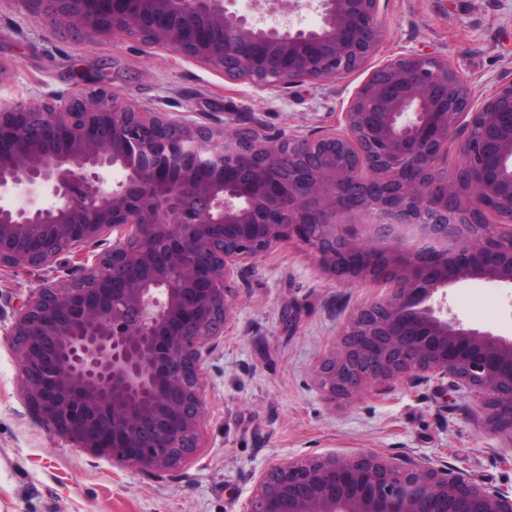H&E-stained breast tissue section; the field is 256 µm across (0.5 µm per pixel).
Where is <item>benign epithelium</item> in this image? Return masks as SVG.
Here are the masks:
<instances>
[{
  "label": "benign epithelium",
  "instance_id": "1",
  "mask_svg": "<svg viewBox=\"0 0 512 512\" xmlns=\"http://www.w3.org/2000/svg\"><path fill=\"white\" fill-rule=\"evenodd\" d=\"M379 2L307 0L320 23L282 31L234 0H25L89 39L125 32L264 86L364 66ZM250 145L261 165L241 170ZM16 192L38 202L0 201V266L80 264L43 279L6 335L49 431L94 456L160 472L194 454L230 283L292 237L338 280L392 283L317 366L327 399L434 382L512 438V338L464 327L447 300L451 281L512 283V79L477 103L448 60L405 54L371 73L342 127L281 141L141 111L105 86L51 94L0 107V198ZM364 214L375 222L339 220ZM412 225L447 247L390 235ZM244 512H512V491L427 457L331 455L274 465Z\"/></svg>",
  "mask_w": 512,
  "mask_h": 512
}]
</instances>
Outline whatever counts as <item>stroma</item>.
Segmentation results:
<instances>
[{"label": "stroma", "mask_w": 512, "mask_h": 512, "mask_svg": "<svg viewBox=\"0 0 512 512\" xmlns=\"http://www.w3.org/2000/svg\"><path fill=\"white\" fill-rule=\"evenodd\" d=\"M386 37L360 69L337 79L261 87L172 48L115 32L87 39L0 0V104L106 85L126 102L230 130L317 135L340 126L372 71L405 52L452 62L475 94L512 78V0H380ZM38 285L33 270L0 268V512H243L257 480L282 461L330 454L426 456L489 487L512 486V441L482 423L473 398L433 384L392 382L327 401L317 363L348 316L382 300L381 280L341 282L296 239L249 264L206 359L199 446L179 468L121 467L50 434L30 406L5 331ZM464 326L512 337V284L449 283Z\"/></svg>", "instance_id": "obj_1"}]
</instances>
